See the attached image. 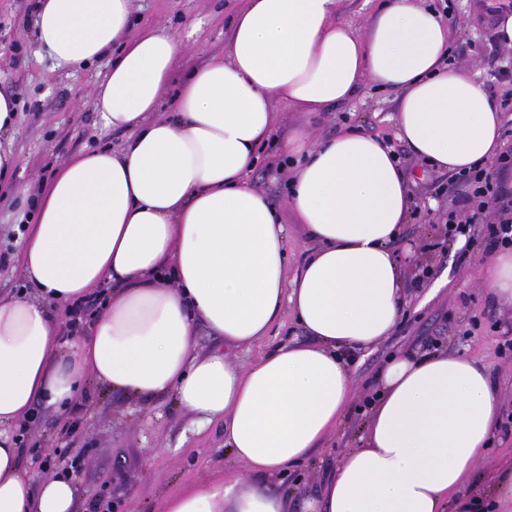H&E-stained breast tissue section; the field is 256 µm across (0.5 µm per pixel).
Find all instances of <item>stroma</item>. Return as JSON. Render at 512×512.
Segmentation results:
<instances>
[{"mask_svg": "<svg viewBox=\"0 0 512 512\" xmlns=\"http://www.w3.org/2000/svg\"><path fill=\"white\" fill-rule=\"evenodd\" d=\"M453 24L448 61L471 71L504 115L512 131V47L499 43L493 16L495 0H419ZM241 0H131L133 30L160 28L182 46L166 91L174 96L193 68L222 57L231 20ZM106 61L83 68L57 65L37 52L33 40V0H0V83L18 98L14 150L19 161L15 185L0 189V295L25 286L22 238L17 233L18 189L35 193L81 153L120 149L129 131L106 127L96 106L95 88ZM398 93L367 80L346 102L323 112L310 129L312 142L355 127L384 140L399 156L413 199L408 221L393 245L405 270L408 288L402 316L392 332L349 364L352 399L342 419L301 467L278 479L289 502L321 491L338 471L343 455L358 447L368 421L357 404L376 390L380 368L406 350L436 347L460 353L484 366L495 383L500 417L512 415V305L497 303L484 269L495 253L485 250L484 229L475 227L470 242L445 244L450 200L438 190L439 170L414 156L398 140L395 122ZM288 173L260 159L251 186L278 211L288 232V274H295L311 249L302 225L287 207ZM291 311H284L266 336L229 351L240 368L282 342H307ZM30 431L21 438L19 461L34 483L47 473L66 475L77 485V512H160L163 498L184 488L228 475H243L224 447V424L199 425L174 397L132 399L85 378L76 404L59 412L38 405ZM512 464V429L497 432L468 479L487 487L499 469Z\"/></svg>", "mask_w": 512, "mask_h": 512, "instance_id": "stroma-1", "label": "stroma"}]
</instances>
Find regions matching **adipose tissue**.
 <instances>
[{"mask_svg": "<svg viewBox=\"0 0 512 512\" xmlns=\"http://www.w3.org/2000/svg\"><path fill=\"white\" fill-rule=\"evenodd\" d=\"M340 0H245L221 58L192 70L157 115L181 46L131 31V0H36L34 40L61 66L108 59L96 89L106 125L131 131L121 152H85L57 172L23 243L28 291L0 297V512H75L66 476L33 488L14 431L37 402L63 409L84 375L135 398L175 395L254 484L227 477L170 496L160 512H288L272 484L335 428L351 393L344 352L369 351L404 305L391 250L412 198L392 149L345 131L311 143L319 112L364 80L398 90V137L452 173L491 163L503 117L469 72L446 65L450 20L388 0L363 31L337 21ZM300 119L284 144L288 207L311 255L288 275L274 206L251 188L275 102ZM18 102L0 89V181L13 176ZM108 285L110 300L61 348L53 304ZM291 309L309 344L285 343L242 369L229 348L266 335ZM224 340L196 351V323ZM358 448L301 512H472L467 490L496 428L492 381L474 360L394 355Z\"/></svg>", "mask_w": 512, "mask_h": 512, "instance_id": "1", "label": "adipose tissue"}]
</instances>
